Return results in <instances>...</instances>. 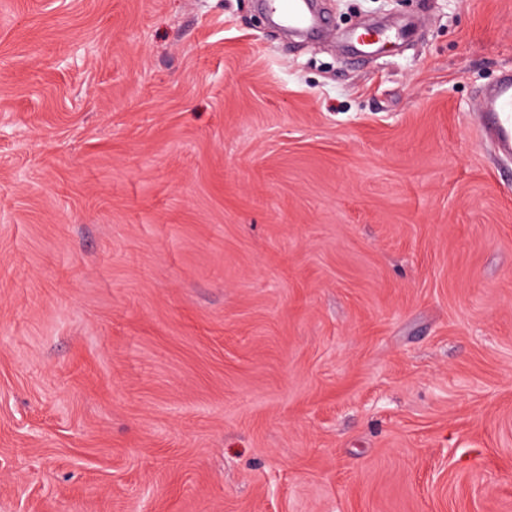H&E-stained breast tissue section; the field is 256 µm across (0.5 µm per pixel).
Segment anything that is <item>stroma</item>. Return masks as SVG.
I'll list each match as a JSON object with an SVG mask.
<instances>
[{
	"label": "stroma",
	"mask_w": 512,
	"mask_h": 512,
	"mask_svg": "<svg viewBox=\"0 0 512 512\" xmlns=\"http://www.w3.org/2000/svg\"><path fill=\"white\" fill-rule=\"evenodd\" d=\"M322 3L0 0V512H512V0ZM281 23L291 30L322 28L324 23L311 10L308 0H267ZM416 27V24L413 22H410L406 24L404 27L400 28H393L381 31L379 33L374 32L373 30L366 29L364 32L360 33V35L363 36H370L371 39L367 42L362 41V45L367 47H372L378 44H383L386 41H390L391 39H404L414 30ZM476 120L485 140L492 141L499 155L512 158V69L485 89L478 100Z\"/></svg>",
	"instance_id": "1"
}]
</instances>
